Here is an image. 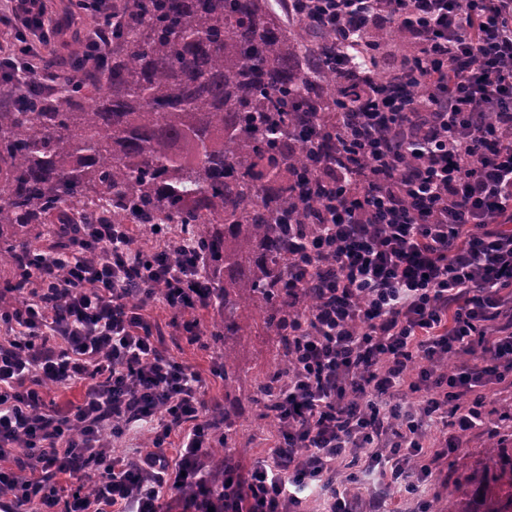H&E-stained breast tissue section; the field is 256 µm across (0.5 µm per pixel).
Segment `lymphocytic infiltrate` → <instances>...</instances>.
Segmentation results:
<instances>
[{"label": "lymphocytic infiltrate", "mask_w": 512, "mask_h": 512, "mask_svg": "<svg viewBox=\"0 0 512 512\" xmlns=\"http://www.w3.org/2000/svg\"><path fill=\"white\" fill-rule=\"evenodd\" d=\"M288 14L357 29L359 49L430 91L383 96L369 79L346 90L336 152L358 169L319 165L336 198L290 267L291 286L317 300L288 328L279 445L213 480L216 406L145 314L160 302L199 341L187 314L211 304L209 288L168 261L182 246L170 229L146 251L130 225L82 224L0 306V512H162L171 494L188 512H301L325 475L328 512H386L387 487L424 494L462 433H495L484 399L512 382V0H288ZM393 25L401 42H378ZM78 381L80 404L49 401ZM130 434L151 449L124 450ZM358 457L364 495L340 469Z\"/></svg>", "instance_id": "1"}]
</instances>
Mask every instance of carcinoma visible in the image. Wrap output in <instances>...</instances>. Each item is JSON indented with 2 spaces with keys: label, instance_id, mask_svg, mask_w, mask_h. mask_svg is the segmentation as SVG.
I'll return each instance as SVG.
<instances>
[{
  "label": "carcinoma",
  "instance_id": "1",
  "mask_svg": "<svg viewBox=\"0 0 512 512\" xmlns=\"http://www.w3.org/2000/svg\"><path fill=\"white\" fill-rule=\"evenodd\" d=\"M107 29L111 52L83 81L58 66L55 87L24 96L34 81L0 69V266L19 270L52 229L89 218L113 224H179L201 274L224 303V386L237 378L250 320L277 336L272 373L257 385L267 403L288 375L290 224L305 226L328 202L315 176L336 156L341 86L367 70L389 88L388 59L352 57L338 71L327 53L333 35L287 32L269 0H120ZM233 422L224 416L226 464ZM495 482L512 512V458Z\"/></svg>",
  "mask_w": 512,
  "mask_h": 512
}]
</instances>
